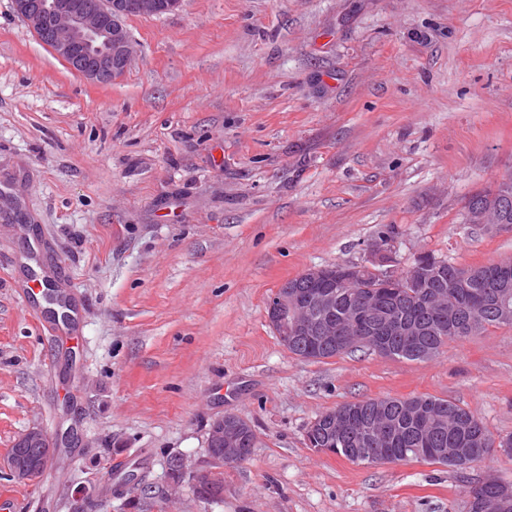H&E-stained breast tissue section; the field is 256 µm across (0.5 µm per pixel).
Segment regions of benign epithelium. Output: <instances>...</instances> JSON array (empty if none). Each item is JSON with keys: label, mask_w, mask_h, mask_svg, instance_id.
<instances>
[{"label": "benign epithelium", "mask_w": 512, "mask_h": 512, "mask_svg": "<svg viewBox=\"0 0 512 512\" xmlns=\"http://www.w3.org/2000/svg\"><path fill=\"white\" fill-rule=\"evenodd\" d=\"M181 0H171L165 6L160 0H137V9L143 16H154L161 11L170 12L180 6ZM17 14L27 22L37 37L61 58L78 77L105 83L127 69L133 60V40L121 21L112 14V0H14ZM393 240L381 236L370 247L375 263L391 259ZM299 278L318 284V289L305 298L290 288H280L267 305V320L283 343L292 336L301 340H314L340 333L359 335L356 329L336 330L329 320L336 310V292L328 285L332 269L313 267ZM329 432L344 435L356 426L353 408L339 406L321 415ZM254 439L247 421L226 414L213 421L207 437V447L222 449L221 463L235 466L246 461L250 454L244 445ZM34 443L44 445L39 474H44L53 462L51 440L41 429H31L17 441L18 447L28 448ZM176 470L192 485H202L215 479L216 471L190 468L187 461L175 460Z\"/></svg>", "instance_id": "benign-epithelium-1"}]
</instances>
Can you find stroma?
<instances>
[{"mask_svg": "<svg viewBox=\"0 0 512 512\" xmlns=\"http://www.w3.org/2000/svg\"><path fill=\"white\" fill-rule=\"evenodd\" d=\"M136 54L106 84L75 76L0 0V512H72L117 464L136 503L95 512H465L466 471L356 464L308 448L320 414L429 394L512 434V327L428 361L290 354L269 297L313 266L360 264L395 226L390 272L431 253L512 260V228L464 223L512 173V0H183L130 16ZM79 310L73 339L24 281ZM227 413L255 446L213 503L170 493L169 457L209 468ZM55 462L7 457L32 428Z\"/></svg>", "mask_w": 512, "mask_h": 512, "instance_id": "obj_1", "label": "stroma"}]
</instances>
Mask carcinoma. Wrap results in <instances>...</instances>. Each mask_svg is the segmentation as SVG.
<instances>
[{"mask_svg": "<svg viewBox=\"0 0 512 512\" xmlns=\"http://www.w3.org/2000/svg\"><path fill=\"white\" fill-rule=\"evenodd\" d=\"M471 223L491 228L497 224L512 226V176L491 184L483 192L472 196L465 205ZM361 279L356 281L336 278V326L342 327L352 319L349 300L364 299L361 325L373 328L387 317L399 320L402 326L416 330L414 342L401 336H386L375 342L370 338L360 343H349L343 348L329 339L306 341L301 347L288 348L299 359L322 361L352 353L361 348L389 358L422 361L440 354L449 342L475 336L491 327H502L497 296L504 288L512 293V264L493 262L487 265L462 266L446 259L424 253L415 258L407 272L379 276L363 264ZM428 290L448 295L453 308L432 309L424 299ZM411 400L420 403L427 412L409 416L404 398L385 397L366 399L360 421H369L380 415L387 417L395 431L393 440L385 445L365 444L372 453L385 452L399 461L421 460L430 464L455 466L441 454L443 448H477L475 461L481 462L496 453L512 457V435L500 437L499 449L486 447V441L495 438L469 410L455 402L429 394L415 395ZM362 439L357 432L347 440L331 437L321 423L306 429L310 448L350 458L356 442ZM512 491V484L497 479L478 480L468 493L488 499H498L503 512H512V498H503L504 489Z\"/></svg>", "mask_w": 512, "mask_h": 512, "instance_id": "carcinoma-1", "label": "carcinoma"}]
</instances>
